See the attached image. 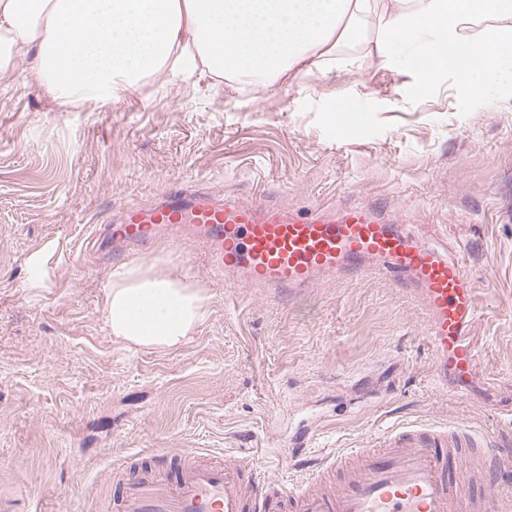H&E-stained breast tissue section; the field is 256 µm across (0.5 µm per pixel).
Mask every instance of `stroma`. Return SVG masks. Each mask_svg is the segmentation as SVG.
<instances>
[{
	"mask_svg": "<svg viewBox=\"0 0 512 512\" xmlns=\"http://www.w3.org/2000/svg\"><path fill=\"white\" fill-rule=\"evenodd\" d=\"M350 56L256 95L149 78L77 108L28 84V60L0 73V512H117L113 468L183 448L256 461L294 492L319 458L405 423L512 446V99L451 74L418 91L399 46L383 66ZM331 102L352 125L332 127ZM178 184L304 214L373 206L447 242L478 286L469 392L436 383L425 307L391 278L339 276L294 297L213 282L192 240L88 248L97 225ZM125 262L206 289L190 345L132 352L112 338L104 294Z\"/></svg>",
	"mask_w": 512,
	"mask_h": 512,
	"instance_id": "1",
	"label": "stroma"
}]
</instances>
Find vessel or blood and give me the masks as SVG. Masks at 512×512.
<instances>
[{
    "label": "vessel or blood",
    "mask_w": 512,
    "mask_h": 512,
    "mask_svg": "<svg viewBox=\"0 0 512 512\" xmlns=\"http://www.w3.org/2000/svg\"><path fill=\"white\" fill-rule=\"evenodd\" d=\"M194 237L211 278L272 292L304 293L327 277L377 269L422 300L435 352L434 375L461 385L481 364L466 340L479 317L462 258L430 246L377 209L350 206L300 215L280 204L223 199L177 187L146 206L129 205L113 225L116 248ZM504 449L465 429L405 426L368 448L324 457L308 489L289 495L241 461L206 462L192 448L169 469L165 456L135 472L114 473L120 512H502L475 496L476 476L495 483Z\"/></svg>",
    "instance_id": "vessel-or-blood-1"
}]
</instances>
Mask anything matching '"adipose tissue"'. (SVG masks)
Masks as SVG:
<instances>
[{
  "instance_id": "obj_1",
  "label": "adipose tissue",
  "mask_w": 512,
  "mask_h": 512,
  "mask_svg": "<svg viewBox=\"0 0 512 512\" xmlns=\"http://www.w3.org/2000/svg\"><path fill=\"white\" fill-rule=\"evenodd\" d=\"M367 43L371 63L411 49L421 89L449 72L474 93L512 89V0H0V73L73 105L117 103L159 72L260 90ZM105 324L127 348L191 342L208 297L175 268L115 267Z\"/></svg>"
}]
</instances>
